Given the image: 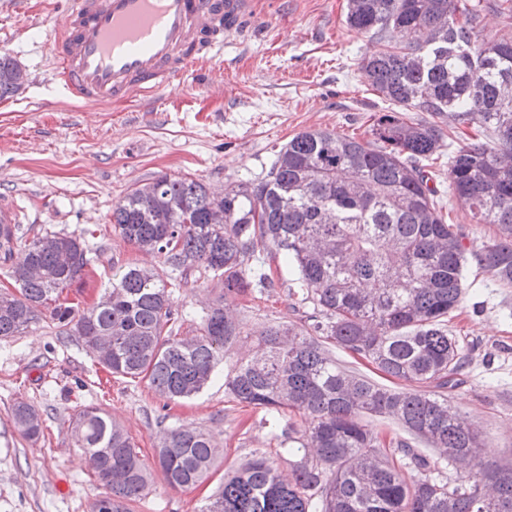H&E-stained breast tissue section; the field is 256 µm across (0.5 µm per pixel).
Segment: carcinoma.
<instances>
[{
    "instance_id": "carcinoma-1",
    "label": "carcinoma",
    "mask_w": 512,
    "mask_h": 512,
    "mask_svg": "<svg viewBox=\"0 0 512 512\" xmlns=\"http://www.w3.org/2000/svg\"><path fill=\"white\" fill-rule=\"evenodd\" d=\"M512 13L509 0H347L345 23L382 48L361 69L383 98L403 110L429 112L470 143L448 154V187L478 224L498 236L469 250L458 227L436 207L433 176L412 163L436 154L442 133L429 122L385 112L361 142L327 130L305 131L280 149L266 179L231 182L224 198L191 178L160 176L136 186L112 208V229L158 266L112 267L96 302L79 309L63 297L80 283L93 257L82 236L0 224V261L20 262L11 278L19 295L0 309V338L44 316L82 342L112 336L98 363L123 377L143 376L165 401L198 394L245 333L216 306L190 337L175 333L170 288L198 268L224 283V295L273 287L262 256L292 266L310 324H270L253 356L232 363L224 392L275 421L293 413L278 437L297 457L281 471L256 452L224 481L199 512H512V467L486 466L472 449L479 431L465 424L443 390L467 355L448 334V316L462 302L469 258L512 284V35L478 41L487 9ZM391 32L400 41L386 43ZM16 62L0 53V98L16 92ZM224 223H208L214 207ZM67 251L70 261L61 260ZM358 355L402 381L391 388L348 369L333 348ZM389 418L413 439L452 448L470 466L450 486L444 463L417 452L408 439L388 442L360 421ZM14 425L39 437V411L14 403ZM79 447L112 471L98 512H126L146 494L151 473L130 437L108 412L85 407L74 419ZM218 448L196 427L171 429L159 464L172 488H189L210 472ZM418 477L408 481L403 469Z\"/></svg>"
}]
</instances>
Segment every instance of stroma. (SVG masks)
Instances as JSON below:
<instances>
[{
    "label": "stroma",
    "instance_id": "stroma-1",
    "mask_svg": "<svg viewBox=\"0 0 512 512\" xmlns=\"http://www.w3.org/2000/svg\"><path fill=\"white\" fill-rule=\"evenodd\" d=\"M346 2L253 0L242 31L207 64L206 84L191 68L153 99L93 107L71 100L54 80L57 0H0V52L28 74L0 100V199L14 205L20 223L81 234L96 253V269L81 290H69L71 302L97 301L113 266L159 265L158 255L141 253L112 230L113 205L136 185L187 176L220 190L264 178L298 133L369 139L375 119L393 106L359 66L375 44L347 28ZM437 202L468 248L496 237V225L474 223L450 193ZM271 274L274 286L264 293L227 298L211 273L192 272L172 293L178 335L198 328L204 312L222 302L248 331L229 352L233 361L253 352L258 328L303 324L292 273L278 261ZM448 330L467 354L448 401L480 430L484 462L512 465V286L469 263ZM226 370L219 365L193 398L166 404L147 380L108 374L77 337L59 335L52 324L0 339V512H92L105 489L72 434L73 417L92 404L125 430L152 474L146 496L129 512H198L224 473L257 451L287 469L267 414L225 394ZM21 399L41 414L40 438H25L12 421ZM182 424L209 432L219 453L202 483L175 489L157 465V445Z\"/></svg>",
    "mask_w": 512,
    "mask_h": 512
}]
</instances>
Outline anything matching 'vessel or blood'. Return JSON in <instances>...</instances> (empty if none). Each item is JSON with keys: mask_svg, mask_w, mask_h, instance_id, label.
<instances>
[{"mask_svg": "<svg viewBox=\"0 0 512 512\" xmlns=\"http://www.w3.org/2000/svg\"><path fill=\"white\" fill-rule=\"evenodd\" d=\"M250 7L251 0H63L55 74L86 105L147 97L205 66Z\"/></svg>", "mask_w": 512, "mask_h": 512, "instance_id": "1", "label": "vessel or blood"}]
</instances>
